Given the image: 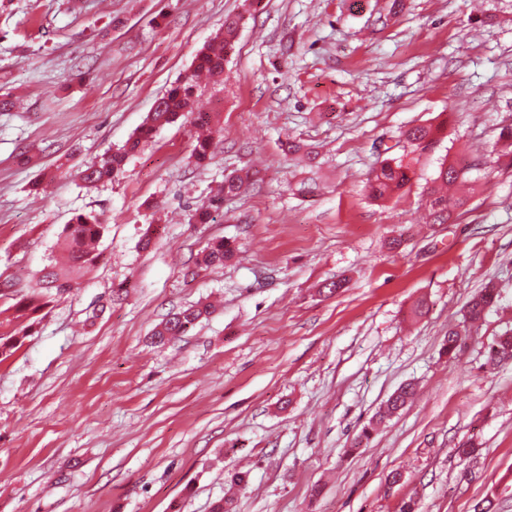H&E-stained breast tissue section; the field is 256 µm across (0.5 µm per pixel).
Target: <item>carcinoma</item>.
I'll list each match as a JSON object with an SVG mask.
<instances>
[{
    "label": "carcinoma",
    "instance_id": "obj_1",
    "mask_svg": "<svg viewBox=\"0 0 512 512\" xmlns=\"http://www.w3.org/2000/svg\"><path fill=\"white\" fill-rule=\"evenodd\" d=\"M239 25L238 17H228L224 20V30L203 46L190 71L156 101L152 112L147 114L136 135L123 147L112 153L103 154L80 171V179L85 185L94 187L114 179L122 172L128 155L134 153L142 143L152 139L160 128L173 124L180 118L189 117L195 126L212 129L210 113L199 112L195 108L198 80L203 75L212 79L223 75L224 62L233 48ZM441 131V125L430 123L408 129L404 137L414 149L424 151L439 142ZM212 145L213 136L210 134L197 139L193 153L197 164L211 163L214 158ZM412 174L410 163L402 158L382 160L369 179L371 198L377 202H385L400 196L411 182ZM464 178L463 170L444 163L437 180L450 185ZM242 186L241 177H226L222 191L208 200L195 214V220L199 223L212 220L213 214L222 208L224 196L238 193ZM428 197L430 221L434 224L445 223L452 210L466 204L465 198H450L437 187L430 188ZM105 231L106 225L102 224L97 214L80 213L73 217L71 222L63 227L56 242V247L64 255L65 262L61 264L54 258L50 259L49 264L41 270L33 291L22 296L19 308L32 316L48 306L53 296L71 292L75 288L78 274L87 272L98 258V255L90 250L89 243L102 237ZM233 256L234 249L231 244L220 240L206 246L197 264L206 268L219 267ZM498 298V289L491 283L486 284L466 304L464 321L473 325L482 322ZM208 314L209 306L201 303L173 313L155 327L151 340L159 344L170 341L182 335ZM488 361L493 364L512 362V329L500 333L488 347ZM413 394L414 388L410 384L400 387L393 393L384 407L362 428L356 444L359 445L369 439L378 426L405 407Z\"/></svg>",
    "mask_w": 512,
    "mask_h": 512
}]
</instances>
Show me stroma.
Returning a JSON list of instances; mask_svg holds the SVG:
<instances>
[{"label": "stroma", "instance_id": "stroma-1", "mask_svg": "<svg viewBox=\"0 0 512 512\" xmlns=\"http://www.w3.org/2000/svg\"><path fill=\"white\" fill-rule=\"evenodd\" d=\"M236 15L224 76L197 98L221 127L213 163L196 164L181 120L85 189L78 170L125 144ZM0 94L20 99L0 112V334L33 328L0 361V512H211L228 495L237 512H473L491 492L512 512V363H487L512 328V153L497 142L512 0H0ZM440 121L412 150L405 131ZM407 154L409 190L370 200L371 171ZM445 162L475 192L433 224ZM232 173L244 191L192 222ZM88 211L107 226L96 264L30 324L20 294ZM222 239L233 258L197 267ZM489 282L496 306L448 356ZM198 302L215 309L148 343ZM408 383L415 399L358 442ZM466 440L478 463L457 455ZM209 313V305L201 303L173 313L155 327L151 340L154 343L163 344L177 336H181L189 327L195 325Z\"/></svg>", "mask_w": 512, "mask_h": 512}]
</instances>
